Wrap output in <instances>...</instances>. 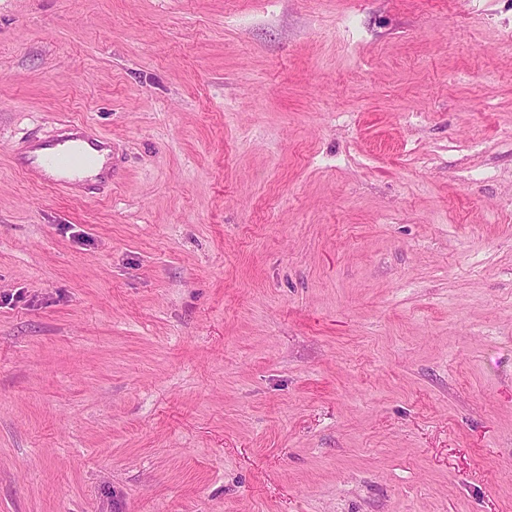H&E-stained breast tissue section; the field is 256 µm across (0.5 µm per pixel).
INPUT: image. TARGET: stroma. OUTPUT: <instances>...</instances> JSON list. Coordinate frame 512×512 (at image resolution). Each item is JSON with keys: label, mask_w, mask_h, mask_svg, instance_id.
I'll use <instances>...</instances> for the list:
<instances>
[{"label": "stroma", "mask_w": 512, "mask_h": 512, "mask_svg": "<svg viewBox=\"0 0 512 512\" xmlns=\"http://www.w3.org/2000/svg\"><path fill=\"white\" fill-rule=\"evenodd\" d=\"M0 512H512V0H0ZM69 141L74 143L66 144ZM103 144L78 133L47 139L33 146L25 168L32 176L47 181L51 186L66 188L79 174L95 169L98 163L97 152ZM48 169L55 173V178L45 176Z\"/></svg>", "instance_id": "obj_1"}]
</instances>
